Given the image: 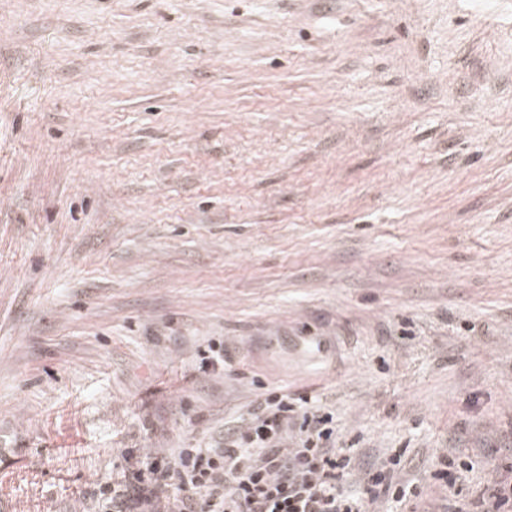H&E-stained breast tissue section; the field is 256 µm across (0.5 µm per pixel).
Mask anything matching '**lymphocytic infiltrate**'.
I'll return each mask as SVG.
<instances>
[{
	"label": "lymphocytic infiltrate",
	"mask_w": 512,
	"mask_h": 512,
	"mask_svg": "<svg viewBox=\"0 0 512 512\" xmlns=\"http://www.w3.org/2000/svg\"><path fill=\"white\" fill-rule=\"evenodd\" d=\"M399 464L386 458L366 472L362 496L348 494L358 459L337 447L332 412L318 397L272 391L212 446L148 454L131 478L98 484L97 512H369L387 497L421 499Z\"/></svg>",
	"instance_id": "1"
}]
</instances>
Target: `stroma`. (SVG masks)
Returning <instances> with one entry per match:
<instances>
[{
  "label": "stroma",
  "mask_w": 512,
  "mask_h": 512,
  "mask_svg": "<svg viewBox=\"0 0 512 512\" xmlns=\"http://www.w3.org/2000/svg\"><path fill=\"white\" fill-rule=\"evenodd\" d=\"M476 2L0 0V512H90L270 390L428 512L512 479V0ZM437 466L438 469L435 476L439 480H442L443 487L446 488V490H448V485L451 486L455 484L457 475L461 471H470V469H473L469 463L464 460H460L459 457L448 454V452L438 456Z\"/></svg>",
  "instance_id": "35a3bbf8"
}]
</instances>
